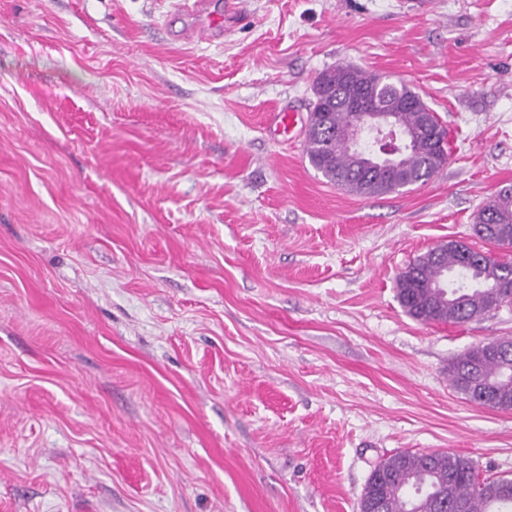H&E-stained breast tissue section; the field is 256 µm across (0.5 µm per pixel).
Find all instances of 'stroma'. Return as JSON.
Here are the masks:
<instances>
[{"label":"stroma","mask_w":512,"mask_h":512,"mask_svg":"<svg viewBox=\"0 0 512 512\" xmlns=\"http://www.w3.org/2000/svg\"><path fill=\"white\" fill-rule=\"evenodd\" d=\"M180 4L0 0V512H359L400 451L512 476V410L448 374L512 310L420 323L394 288L512 186V0H240L211 41ZM339 64L438 113L430 180L310 165Z\"/></svg>","instance_id":"stroma-1"}]
</instances>
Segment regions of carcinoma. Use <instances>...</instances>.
I'll list each match as a JSON object with an SVG mask.
<instances>
[{
  "label": "carcinoma",
  "mask_w": 512,
  "mask_h": 512,
  "mask_svg": "<svg viewBox=\"0 0 512 512\" xmlns=\"http://www.w3.org/2000/svg\"><path fill=\"white\" fill-rule=\"evenodd\" d=\"M369 102L403 107L399 121L413 133L400 162L379 171L359 166L339 139L356 117L350 103ZM307 156L330 183L351 193L379 196L428 181L448 160V150L434 149L422 131L441 125L437 113L403 82L351 65L321 73L314 85L309 112ZM474 234L497 245L512 238V193H498L477 211ZM397 300L412 319L465 323L501 308H512V263L464 242L450 241L418 256L395 280ZM448 374L466 399L501 410L512 409V353L496 357L479 343L457 357ZM503 391L507 399L489 403L484 391ZM453 489L448 512H512V478H480L474 463L451 452L390 456L371 473L359 504L360 512H436V497Z\"/></svg>",
  "instance_id": "cac0c4a2"
}]
</instances>
